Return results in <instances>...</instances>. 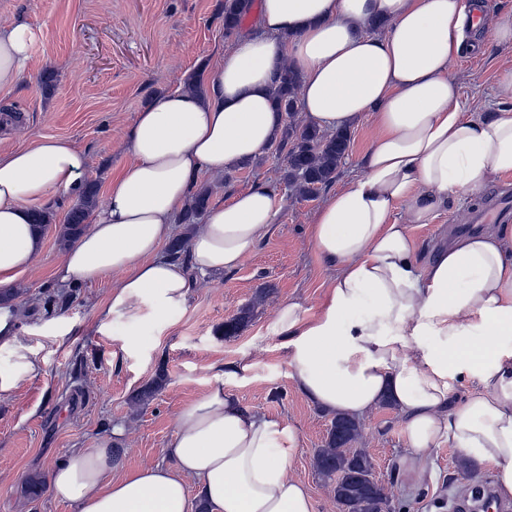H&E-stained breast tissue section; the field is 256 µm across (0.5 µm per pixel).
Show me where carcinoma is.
I'll use <instances>...</instances> for the list:
<instances>
[{
  "label": "carcinoma",
  "instance_id": "carcinoma-1",
  "mask_svg": "<svg viewBox=\"0 0 512 512\" xmlns=\"http://www.w3.org/2000/svg\"><path fill=\"white\" fill-rule=\"evenodd\" d=\"M254 0H224V34L242 32L245 17L251 12ZM300 74L293 69L281 71L270 95L281 118L283 134L275 144V152L284 155L285 180L288 187L308 197L318 189L330 185L336 170L347 155L351 134L347 130L326 132L314 124L298 127L289 121L298 106ZM98 188L90 183L84 187L79 203L73 207L62 224L59 241L67 245L87 228V220L97 206ZM209 191L198 189L191 196V203L181 215L183 224H193L201 218L209 203ZM167 254L174 261L188 263V242L182 237L172 239ZM359 435L358 423L347 417L336 418L329 433L327 447L318 450L315 466L326 481L335 483L336 502L342 512H387L391 509L390 497L384 488H371L353 480V474H365L372 462L361 448L350 444Z\"/></svg>",
  "mask_w": 512,
  "mask_h": 512
}]
</instances>
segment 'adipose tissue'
Returning a JSON list of instances; mask_svg holds the SVG:
<instances>
[{"label":"adipose tissue","mask_w":512,"mask_h":512,"mask_svg":"<svg viewBox=\"0 0 512 512\" xmlns=\"http://www.w3.org/2000/svg\"><path fill=\"white\" fill-rule=\"evenodd\" d=\"M480 0H261V30L239 38L202 77L204 94L177 90L143 108L128 139L131 165L112 177L93 222L55 271L69 286L114 279L104 315L148 305L167 326L185 306L191 271L237 268L274 224V191L255 186L211 206L193 234L190 266L161 254L200 171L220 174L260 154L280 125L269 89L279 71L302 76L301 106L326 130L375 115L363 169L329 195L310 227L334 271L318 312L291 302L277 312L290 376L321 407L366 417L382 400L399 414L405 474L425 472L448 442L461 459L494 467L512 497V225L454 238L419 260L411 225L430 223L490 174L512 173V70L499 77L506 110L464 111L453 61ZM385 23L382 36L370 21ZM31 45L26 24L0 26V89L16 88ZM85 156L45 138L0 155V289L32 267L40 249L34 210L80 194ZM403 203L402 219L392 216ZM0 307V395L42 369ZM478 380L457 391L453 383ZM122 429L75 449L50 474L54 497L75 512H314L287 472L284 428L216 384L181 409L167 465L116 475ZM196 478L189 489L188 478Z\"/></svg>","instance_id":"adipose-tissue-1"}]
</instances>
